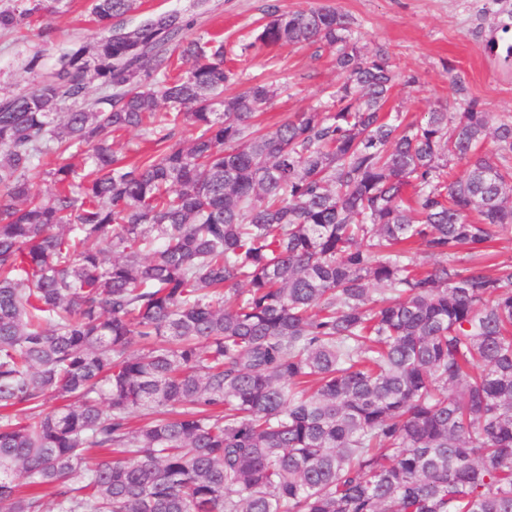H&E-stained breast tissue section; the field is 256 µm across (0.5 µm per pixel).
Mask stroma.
<instances>
[{
    "mask_svg": "<svg viewBox=\"0 0 512 512\" xmlns=\"http://www.w3.org/2000/svg\"><path fill=\"white\" fill-rule=\"evenodd\" d=\"M280 11L330 7L347 16L352 36L365 53L387 49L402 78L393 87L386 111L401 113L405 121L421 119L425 112L446 108L464 111L477 101L498 123L512 115V68L495 60L489 46L500 40L505 24H512V0H208L195 18V37L222 35L229 66L236 72L229 92L264 82L276 91L258 121L275 129L284 120L315 105L330 103L341 81L328 51L314 46L283 44L257 53L240 47L263 23L269 2ZM87 0H69L61 12L46 14L37 33L15 42L0 37V92L30 89L34 75L14 69L16 56L45 52L48 63L72 41H92ZM461 74L463 93H455L450 77Z\"/></svg>",
    "mask_w": 512,
    "mask_h": 512,
    "instance_id": "obj_1",
    "label": "stroma"
}]
</instances>
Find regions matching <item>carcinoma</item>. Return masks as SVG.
I'll list each match as a JSON object with an SVG mask.
<instances>
[{"label": "carcinoma", "instance_id": "cac0c4a2", "mask_svg": "<svg viewBox=\"0 0 512 512\" xmlns=\"http://www.w3.org/2000/svg\"><path fill=\"white\" fill-rule=\"evenodd\" d=\"M68 2L4 0L0 34ZM137 9L89 0L99 39L0 94V512H45L23 482L55 512H512V261L457 265L512 227V115L393 119L385 49L270 5L242 51L327 48L343 82L263 132L268 84L225 93L222 41ZM131 129L164 149L124 163Z\"/></svg>", "mask_w": 512, "mask_h": 512}]
</instances>
